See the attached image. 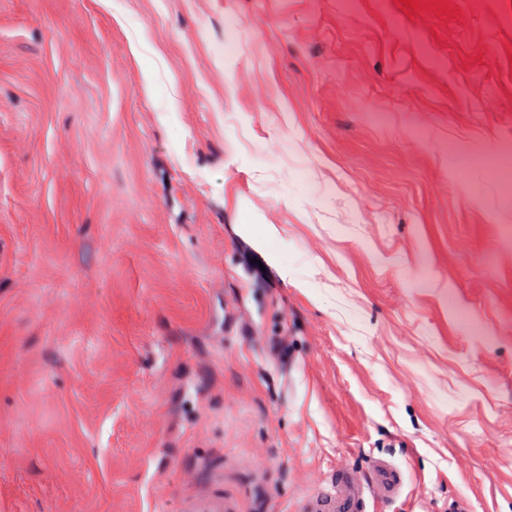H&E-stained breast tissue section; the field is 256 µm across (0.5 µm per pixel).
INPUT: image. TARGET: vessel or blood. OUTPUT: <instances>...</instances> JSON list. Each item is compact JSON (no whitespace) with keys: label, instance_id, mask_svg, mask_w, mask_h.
Returning a JSON list of instances; mask_svg holds the SVG:
<instances>
[{"label":"vessel or blood","instance_id":"obj_1","mask_svg":"<svg viewBox=\"0 0 512 512\" xmlns=\"http://www.w3.org/2000/svg\"><path fill=\"white\" fill-rule=\"evenodd\" d=\"M375 482L395 496L403 484L401 470L389 463H378ZM364 486L349 471H342L336 482H327L316 475L310 490L301 498L298 512H365Z\"/></svg>","mask_w":512,"mask_h":512}]
</instances>
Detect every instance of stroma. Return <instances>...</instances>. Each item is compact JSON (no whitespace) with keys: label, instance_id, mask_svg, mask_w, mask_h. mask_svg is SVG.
I'll list each match as a JSON object with an SVG mask.
<instances>
[{"label":"stroma","instance_id":"1","mask_svg":"<svg viewBox=\"0 0 512 512\" xmlns=\"http://www.w3.org/2000/svg\"><path fill=\"white\" fill-rule=\"evenodd\" d=\"M442 2L0 0V512H512V0ZM375 470V484L380 485L389 497L395 496L403 484L402 471L389 463H378ZM365 486L348 470L330 484L317 474L310 490L301 498L296 512H366Z\"/></svg>","mask_w":512,"mask_h":512}]
</instances>
